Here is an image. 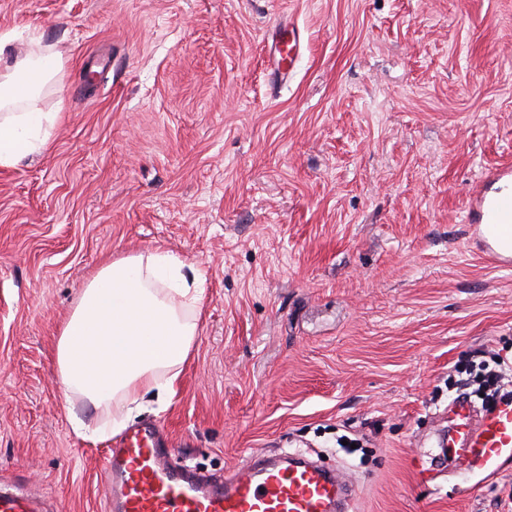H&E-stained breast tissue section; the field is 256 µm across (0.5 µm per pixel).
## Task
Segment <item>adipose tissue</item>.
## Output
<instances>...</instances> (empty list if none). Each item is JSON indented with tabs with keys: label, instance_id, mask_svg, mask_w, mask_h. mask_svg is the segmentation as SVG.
<instances>
[{
	"label": "adipose tissue",
	"instance_id": "ef3b65f1",
	"mask_svg": "<svg viewBox=\"0 0 512 512\" xmlns=\"http://www.w3.org/2000/svg\"><path fill=\"white\" fill-rule=\"evenodd\" d=\"M56 73V57L30 52L0 74V165L42 152L60 118L27 106ZM202 290L168 252L134 254L104 264L87 283L58 341V380L66 395L93 409L125 405L108 428L75 419L86 437L120 432L145 398L164 403L197 334Z\"/></svg>",
	"mask_w": 512,
	"mask_h": 512
}]
</instances>
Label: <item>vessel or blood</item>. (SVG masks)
Masks as SVG:
<instances>
[{
	"label": "vessel or blood",
	"mask_w": 512,
	"mask_h": 512,
	"mask_svg": "<svg viewBox=\"0 0 512 512\" xmlns=\"http://www.w3.org/2000/svg\"><path fill=\"white\" fill-rule=\"evenodd\" d=\"M273 69L279 83L295 74L300 38L294 26L279 24ZM512 180L508 166L488 170L473 191L469 223L475 224L488 256L512 263V193L501 192ZM443 445L462 471L475 465L497 469L512 465V401L475 414L471 404L451 407ZM164 440L156 428L125 433L102 460L109 485L106 512H342L349 485L340 475L300 456L283 464L247 462L223 480L201 478L188 466L165 461ZM0 512H43L40 501L0 490Z\"/></svg>",
	"instance_id": "obj_1"
}]
</instances>
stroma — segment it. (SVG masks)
Instances as JSON below:
<instances>
[{
	"label": "stroma",
	"instance_id": "35a3bbf8",
	"mask_svg": "<svg viewBox=\"0 0 512 512\" xmlns=\"http://www.w3.org/2000/svg\"><path fill=\"white\" fill-rule=\"evenodd\" d=\"M4 31L7 64L33 35L58 55L32 107L63 116L0 166L1 479L103 512L117 438L75 432L57 341L104 263L159 248L203 288L174 394L133 420L171 466L314 451L351 512H512V469L453 475L435 436L456 367L512 355V268L467 222L512 164V0H0ZM280 36L274 48L273 69L277 81L286 84L295 74V65L299 56L300 38L291 23L281 20Z\"/></svg>",
	"mask_w": 512,
	"mask_h": 512
}]
</instances>
